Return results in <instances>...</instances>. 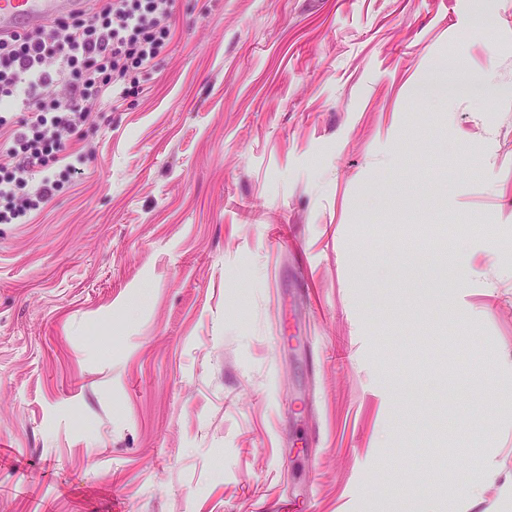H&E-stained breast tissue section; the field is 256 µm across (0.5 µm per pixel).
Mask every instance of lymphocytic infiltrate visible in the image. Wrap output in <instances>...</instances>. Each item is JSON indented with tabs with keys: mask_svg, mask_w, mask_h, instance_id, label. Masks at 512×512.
Segmentation results:
<instances>
[{
	"mask_svg": "<svg viewBox=\"0 0 512 512\" xmlns=\"http://www.w3.org/2000/svg\"><path fill=\"white\" fill-rule=\"evenodd\" d=\"M175 0H94L47 26L0 37V223L27 217L78 175L51 154L88 115L87 103L124 87L169 39ZM56 96H47L49 87Z\"/></svg>",
	"mask_w": 512,
	"mask_h": 512,
	"instance_id": "1",
	"label": "lymphocytic infiltrate"
}]
</instances>
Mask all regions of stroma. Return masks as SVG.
<instances>
[{"label":"stroma","instance_id":"stroma-1","mask_svg":"<svg viewBox=\"0 0 512 512\" xmlns=\"http://www.w3.org/2000/svg\"><path fill=\"white\" fill-rule=\"evenodd\" d=\"M126 85L0 224V512H512V0H175Z\"/></svg>","mask_w":512,"mask_h":512}]
</instances>
